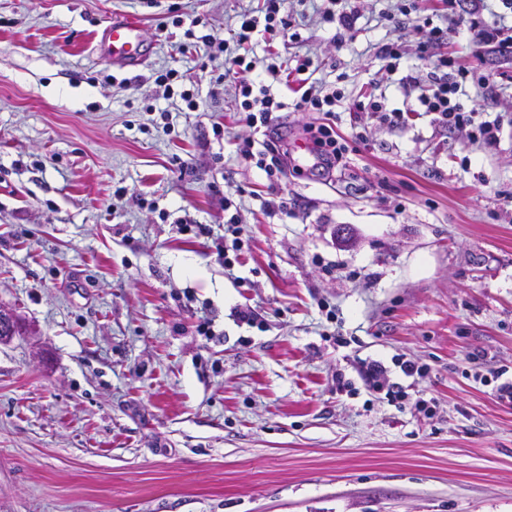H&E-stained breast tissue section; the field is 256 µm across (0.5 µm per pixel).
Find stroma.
Instances as JSON below:
<instances>
[{"label": "stroma", "instance_id": "35a3bbf8", "mask_svg": "<svg viewBox=\"0 0 512 512\" xmlns=\"http://www.w3.org/2000/svg\"><path fill=\"white\" fill-rule=\"evenodd\" d=\"M402 3L441 40L352 0L340 46L324 0H286L299 39L249 46L311 58L342 97L348 152L320 181L237 153L264 135L239 123L217 44L262 0H0V306L24 322L0 345V512H512V55L448 0ZM115 14L150 47L131 71L95 54ZM378 43L421 75L442 57L494 74L467 92L496 147L346 109L403 105ZM170 69L195 109L163 98ZM324 121L269 128L296 145ZM371 360L422 374L391 402L359 377ZM359 12L355 7L342 10L337 16L332 11H325L324 18L327 21H336L340 29L343 30L336 34V41L339 45H343L347 41H352L356 37L358 29L356 28ZM347 37V40L345 39Z\"/></svg>", "mask_w": 512, "mask_h": 512}]
</instances>
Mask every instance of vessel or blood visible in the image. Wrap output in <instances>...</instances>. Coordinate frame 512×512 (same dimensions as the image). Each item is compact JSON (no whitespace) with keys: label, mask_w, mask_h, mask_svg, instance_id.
Masks as SVG:
<instances>
[{"label":"vessel or blood","mask_w":512,"mask_h":512,"mask_svg":"<svg viewBox=\"0 0 512 512\" xmlns=\"http://www.w3.org/2000/svg\"><path fill=\"white\" fill-rule=\"evenodd\" d=\"M96 51L120 67L139 66L149 53L139 22L124 15L113 16L102 28Z\"/></svg>","instance_id":"obj_1"}]
</instances>
